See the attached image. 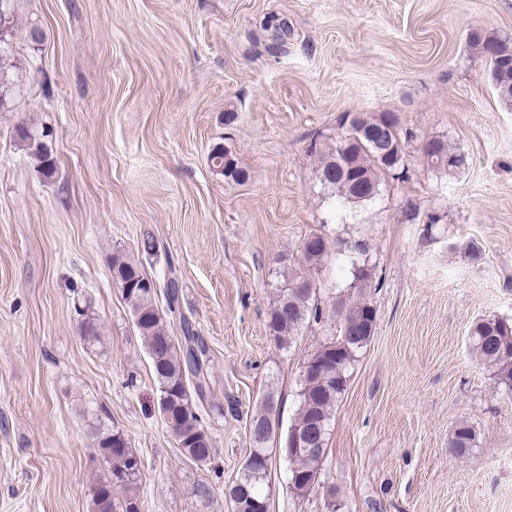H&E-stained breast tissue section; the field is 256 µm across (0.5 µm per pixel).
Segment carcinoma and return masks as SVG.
I'll list each match as a JSON object with an SVG mask.
<instances>
[{
	"mask_svg": "<svg viewBox=\"0 0 512 512\" xmlns=\"http://www.w3.org/2000/svg\"><path fill=\"white\" fill-rule=\"evenodd\" d=\"M263 28L273 29L272 42L280 49L287 44L292 29L285 19L266 18ZM470 43L489 63L493 84L499 97L512 101V38H487L475 30ZM385 129L388 153L378 155L373 146L358 132ZM23 139L36 143L35 157L45 176L55 173L56 161L45 138L46 132L36 136L27 129L20 130ZM407 134L399 127L398 118L388 112L368 115L358 113L350 119L348 128L337 134L336 145L321 156L318 177L322 185L334 192L340 205L363 206L373 202L380 194L385 177L395 176L405 169L404 143ZM434 149L423 154L433 171L458 169L465 165V156L452 148L444 139L433 137ZM211 166L224 177L242 183L246 171L232 154L218 146L208 156ZM304 259L317 266L328 258L331 247L321 234L308 236L302 245ZM163 281L157 287H147L148 279L143 262L122 255L112 257V280L120 288L121 297L130 309L133 323L142 338L150 359L154 379L158 385V410L178 447L192 461L210 462L213 454L212 438L206 429L199 435L191 433L190 422L198 420L195 409L204 402L209 387V367L205 350L199 345L191 320L183 313L179 282L170 259H164ZM310 279L292 275L284 279L277 299L267 316V328L279 348L288 350L304 326L319 324L325 318L324 308L316 291L308 287ZM370 302L349 293L338 297L336 336L320 343L306 354L303 365L323 362L334 371L333 385L328 387L319 378L300 375L296 392L293 422L321 424V435L316 447L322 449L318 457L305 451L288 456V474H306L313 478L319 474L327 455L329 431L337 404L345 395L351 369L359 352L374 335L377 314L369 308ZM81 336L93 347L101 342V326L91 315L81 322ZM472 351L479 361L494 375L499 386L512 392V323L487 317L476 321L470 330ZM279 399L273 391L262 398L259 409L250 419V425L276 427ZM92 435L94 446L106 468V475L93 489L90 512H139L138 498L134 494L141 470L133 469L129 462L139 459L131 448L125 433L117 428L97 426ZM448 447L465 453L476 447V431L467 421L455 425L448 438ZM271 460L269 448L255 454V459L242 466L238 476L227 488L225 497L232 512H252L251 500H266L270 496L268 482L263 473Z\"/></svg>",
	"mask_w": 512,
	"mask_h": 512,
	"instance_id": "cac0c4a2",
	"label": "carcinoma"
}]
</instances>
